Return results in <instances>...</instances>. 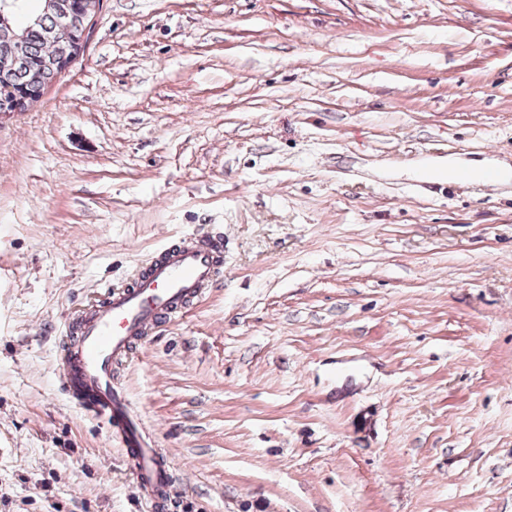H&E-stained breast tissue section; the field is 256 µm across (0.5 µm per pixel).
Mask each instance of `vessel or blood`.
I'll return each instance as SVG.
<instances>
[{
	"instance_id": "b4317fda",
	"label": "vessel or blood",
	"mask_w": 512,
	"mask_h": 512,
	"mask_svg": "<svg viewBox=\"0 0 512 512\" xmlns=\"http://www.w3.org/2000/svg\"><path fill=\"white\" fill-rule=\"evenodd\" d=\"M223 257L220 234L167 247L130 280L106 288L100 299L79 308L61 331L63 390L103 421L135 459L134 496L151 512H164L167 506L172 457L148 447L143 426L129 415L125 392L113 384L114 371L133 358L147 336L167 327L214 286Z\"/></svg>"
}]
</instances>
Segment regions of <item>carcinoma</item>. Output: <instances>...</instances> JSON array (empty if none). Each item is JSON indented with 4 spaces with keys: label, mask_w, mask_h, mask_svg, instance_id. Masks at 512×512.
Listing matches in <instances>:
<instances>
[{
    "label": "carcinoma",
    "mask_w": 512,
    "mask_h": 512,
    "mask_svg": "<svg viewBox=\"0 0 512 512\" xmlns=\"http://www.w3.org/2000/svg\"><path fill=\"white\" fill-rule=\"evenodd\" d=\"M10 6L20 22L14 31L22 36L25 64L12 69L0 66V84L34 102L57 79L51 60L70 47L74 32L63 23L61 11L46 6V0H10Z\"/></svg>",
    "instance_id": "carcinoma-1"
}]
</instances>
